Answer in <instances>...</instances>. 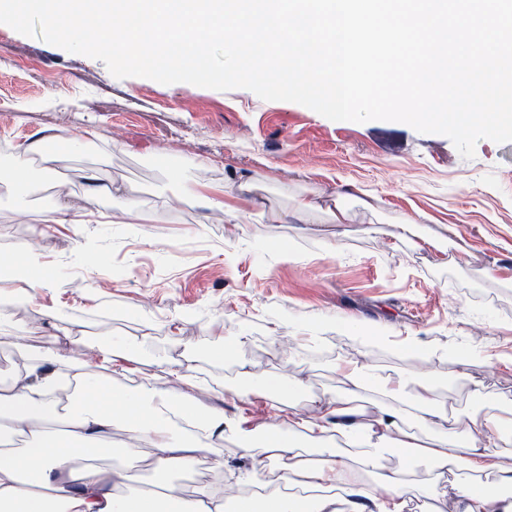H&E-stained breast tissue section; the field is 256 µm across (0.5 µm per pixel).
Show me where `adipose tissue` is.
I'll return each mask as SVG.
<instances>
[{
    "label": "adipose tissue",
    "instance_id": "ef3b65f1",
    "mask_svg": "<svg viewBox=\"0 0 512 512\" xmlns=\"http://www.w3.org/2000/svg\"><path fill=\"white\" fill-rule=\"evenodd\" d=\"M36 156L45 163L53 159L44 141H30L0 169V181L25 189ZM9 267L14 280L32 291L54 285L42 252L27 244L15 247ZM17 353L20 366L0 383V512H227L223 494L207 486L185 494L171 477L204 464L230 430L242 456L277 470L286 489L278 512H407L413 501L421 512H433L437 487L408 480L405 469L384 467L393 448L409 449V464L422 460L449 476L454 512H512V458L476 437L470 423L449 421L427 376L385 374L341 357L336 372L345 385L342 394L321 400L312 415L282 407L267 386H256L251 394L267 400V418L250 427L223 410L200 408L193 396L198 375L189 366H167L168 384L145 393L113 385L108 371L128 355L118 341L98 345L89 358L60 359L51 349L24 346ZM368 389L382 395L370 419L355 403ZM413 411L435 431L428 442L404 422ZM119 423L129 432L122 467L73 466L75 457L111 443ZM294 430L311 442L315 459L305 458L289 439ZM19 435L30 436L26 447H12ZM341 437L357 445V454L338 450ZM142 469L156 476L151 491L126 493Z\"/></svg>",
    "mask_w": 512,
    "mask_h": 512
}]
</instances>
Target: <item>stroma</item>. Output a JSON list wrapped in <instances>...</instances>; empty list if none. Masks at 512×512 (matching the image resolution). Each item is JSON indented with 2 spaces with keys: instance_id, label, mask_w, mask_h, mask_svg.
Instances as JSON below:
<instances>
[{
  "instance_id": "35a3bbf8",
  "label": "stroma",
  "mask_w": 512,
  "mask_h": 512,
  "mask_svg": "<svg viewBox=\"0 0 512 512\" xmlns=\"http://www.w3.org/2000/svg\"><path fill=\"white\" fill-rule=\"evenodd\" d=\"M0 167L13 147L79 132L88 144L35 169L29 189L0 184V253L26 241L41 211L92 198L115 215L137 204L136 224L42 225L54 288L25 297L13 328L0 330V379L16 337L70 355L74 337L95 346L132 344L123 384L163 383L162 362L192 366L211 389L201 400L227 414L258 416L235 393L293 376L306 407L338 394V358L386 373L420 375L392 347L355 341L336 315L372 330L411 335L445 355L429 371L449 398V417L493 412L512 396V142L488 139L465 159L449 138L397 121H332L294 102L247 89L218 91L146 78L118 79L100 60L67 52L0 24ZM96 170L107 197H90ZM199 192L222 194L208 209L184 201L174 171ZM342 194L350 223L288 218L291 195ZM412 221V231L398 225ZM40 224V223H39ZM292 247L296 260L281 259ZM329 316L323 340L299 345L297 326ZM244 342H236L239 332ZM225 347L224 359L210 348ZM474 352L468 366L454 353ZM245 362L249 377L237 373ZM201 466L175 475L186 489L220 484L232 468L250 485L251 461L235 439Z\"/></svg>"
}]
</instances>
